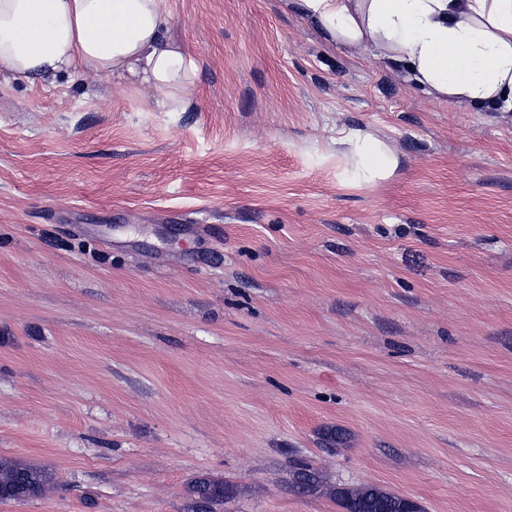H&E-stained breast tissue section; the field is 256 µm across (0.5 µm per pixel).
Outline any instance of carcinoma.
Wrapping results in <instances>:
<instances>
[{"label":"carcinoma","instance_id":"cac0c4a2","mask_svg":"<svg viewBox=\"0 0 512 512\" xmlns=\"http://www.w3.org/2000/svg\"><path fill=\"white\" fill-rule=\"evenodd\" d=\"M292 485L303 493L326 492L344 512H405L406 498L375 486L340 490L326 487L323 474L307 462L293 465ZM52 487L50 473L10 459H0V495L15 501L38 498ZM190 512H214V506L233 496V487L208 477L197 479L188 489Z\"/></svg>","mask_w":512,"mask_h":512}]
</instances>
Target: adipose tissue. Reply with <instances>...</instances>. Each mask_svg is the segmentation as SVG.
Masks as SVG:
<instances>
[{
	"instance_id": "ef3b65f1",
	"label": "adipose tissue",
	"mask_w": 512,
	"mask_h": 512,
	"mask_svg": "<svg viewBox=\"0 0 512 512\" xmlns=\"http://www.w3.org/2000/svg\"><path fill=\"white\" fill-rule=\"evenodd\" d=\"M330 44L404 64L409 79L462 105L512 111V0H286ZM164 0H0V67L47 83L96 74L148 90L150 112L187 111L197 55L169 33ZM357 161L350 179L391 177L397 156L359 128L340 131Z\"/></svg>"
}]
</instances>
